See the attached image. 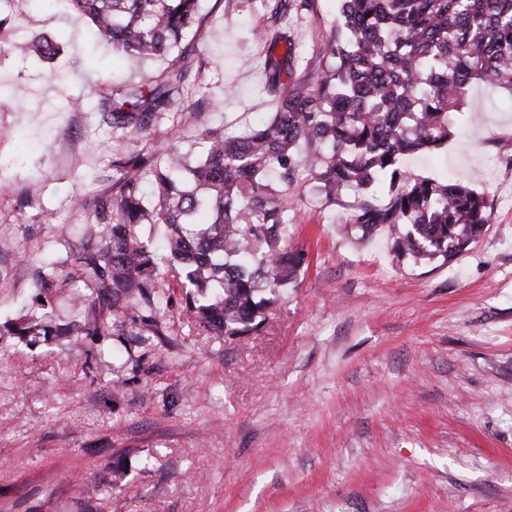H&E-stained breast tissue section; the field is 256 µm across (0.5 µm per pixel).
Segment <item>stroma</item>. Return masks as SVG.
Returning <instances> with one entry per match:
<instances>
[{
  "label": "stroma",
  "instance_id": "35a3bbf8",
  "mask_svg": "<svg viewBox=\"0 0 512 512\" xmlns=\"http://www.w3.org/2000/svg\"><path fill=\"white\" fill-rule=\"evenodd\" d=\"M0 45V512H512V97L480 83L446 145L409 157L416 174L485 192L492 222L449 263L394 251L390 228L343 226L355 205L305 193L289 213L306 254L259 332L225 337L184 313L163 251L158 287L172 300L130 335L23 338L40 312L56 325L112 320V291L78 273L74 253L93 202L125 150L92 106L70 110L83 74L113 88L158 75L95 43L62 0H12ZM336 0H313L287 27L301 61L326 41ZM203 59L186 102L209 107L182 126L234 131L268 110L263 0H201ZM54 37L46 60L16 42ZM70 228L58 237L57 225ZM52 260L59 287L39 290Z\"/></svg>",
  "mask_w": 512,
  "mask_h": 512
}]
</instances>
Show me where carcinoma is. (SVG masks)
Segmentation results:
<instances>
[{
    "mask_svg": "<svg viewBox=\"0 0 512 512\" xmlns=\"http://www.w3.org/2000/svg\"><path fill=\"white\" fill-rule=\"evenodd\" d=\"M112 49L165 59L201 34V0H66ZM264 93L273 110L248 130L202 134L193 157L142 147L112 160V191L94 204L74 262L112 289V332L126 319L154 321L171 296L156 286L154 245L144 224L170 228L171 269L186 289L185 313L224 336L259 331L276 290L297 281L305 253L288 242L294 195L302 189L329 206L348 191L364 198L347 224L366 236L386 224L395 250L412 257L461 254L491 223L484 193L455 180L415 175L404 160L448 141L468 90L483 82L512 92V0H336V15L316 76L294 77L297 50L281 31L310 0H266ZM45 59L58 46L41 37L21 47ZM191 66L173 62L124 92L89 75L100 122L128 142L181 106ZM105 323H73L86 336Z\"/></svg>",
    "mask_w": 512,
    "mask_h": 512,
    "instance_id": "1",
    "label": "carcinoma"
}]
</instances>
